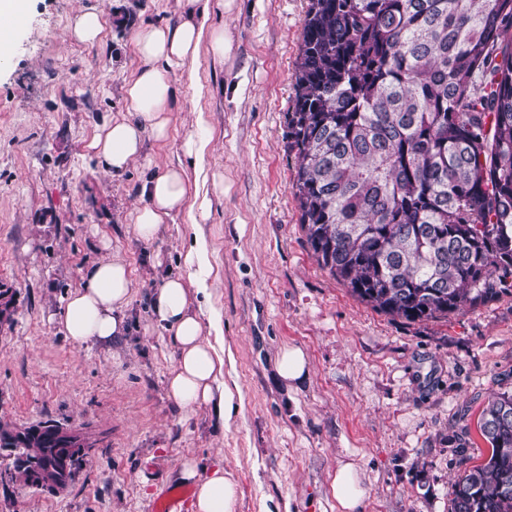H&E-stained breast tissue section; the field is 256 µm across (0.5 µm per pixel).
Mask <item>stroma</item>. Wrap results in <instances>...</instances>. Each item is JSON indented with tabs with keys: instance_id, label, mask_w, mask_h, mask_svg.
<instances>
[{
	"instance_id": "stroma-1",
	"label": "stroma",
	"mask_w": 512,
	"mask_h": 512,
	"mask_svg": "<svg viewBox=\"0 0 512 512\" xmlns=\"http://www.w3.org/2000/svg\"><path fill=\"white\" fill-rule=\"evenodd\" d=\"M91 5L101 42L70 41L71 19ZM307 7L226 0L213 18L223 60L201 54L194 86L170 71L183 98L168 139L113 176L88 145L126 110L135 31L174 21V0H26L0 62V285L15 293L0 326V419L87 423L100 440L63 493L0 482V512H147L192 458L231 472L237 512H341L328 475L351 458L365 474L363 512H449L452 480L490 455L479 419L489 397L512 392V294L409 323L356 299L306 242L287 114ZM200 111L208 173L224 180L203 232L239 389L226 424L168 397L178 353L150 309L157 271L183 272L194 227L181 214L152 243L132 233L143 181L179 156ZM109 253L132 271L131 332L73 344L59 317ZM287 347L310 367L293 386L275 369Z\"/></svg>"
}]
</instances>
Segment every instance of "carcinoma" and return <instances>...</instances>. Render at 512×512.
I'll return each mask as SVG.
<instances>
[{
    "label": "carcinoma",
    "instance_id": "obj_1",
    "mask_svg": "<svg viewBox=\"0 0 512 512\" xmlns=\"http://www.w3.org/2000/svg\"><path fill=\"white\" fill-rule=\"evenodd\" d=\"M288 140L299 224L361 302L410 322L512 291V0H309ZM0 421V471L65 489L71 427ZM480 430L490 456L451 483L450 512H512V394Z\"/></svg>",
    "mask_w": 512,
    "mask_h": 512
}]
</instances>
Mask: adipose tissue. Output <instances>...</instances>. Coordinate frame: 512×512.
Segmentation results:
<instances>
[{"mask_svg": "<svg viewBox=\"0 0 512 512\" xmlns=\"http://www.w3.org/2000/svg\"><path fill=\"white\" fill-rule=\"evenodd\" d=\"M176 3L180 12L176 23L148 25L135 32L133 42L141 64L123 87L127 110L121 118L105 122L89 144L110 174L125 172L142 156L147 140L168 139L181 95L168 76L169 69L194 73L204 51L218 60L224 57V29L212 22L213 13L223 11L224 0ZM210 143V138L189 132L177 161L144 183L134 211L138 240L151 242L163 224L183 212L196 225L208 218L211 199L205 189V159ZM183 264L184 272L165 274L150 298L157 324L170 334L178 351L168 394L178 405L207 408L226 423L232 416L234 393L224 380L221 316L209 307L212 287L203 235H195ZM131 288V271L124 260L116 256L101 260L68 296L59 317L61 331L78 345L120 340L128 333ZM179 477L194 488L193 512H236L237 485L222 464L203 467L187 460ZM329 479L342 512H362L366 489L356 464H339Z\"/></svg>", "mask_w": 512, "mask_h": 512, "instance_id": "1", "label": "adipose tissue"}]
</instances>
